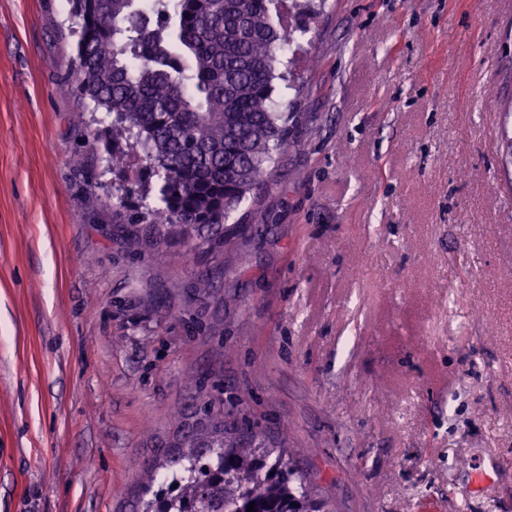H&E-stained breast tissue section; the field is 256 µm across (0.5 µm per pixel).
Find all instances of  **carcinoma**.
Segmentation results:
<instances>
[{
    "instance_id": "obj_1",
    "label": "carcinoma",
    "mask_w": 512,
    "mask_h": 512,
    "mask_svg": "<svg viewBox=\"0 0 512 512\" xmlns=\"http://www.w3.org/2000/svg\"><path fill=\"white\" fill-rule=\"evenodd\" d=\"M84 0L76 89L112 115V135L141 147L156 206L115 225L132 250L185 247L189 258L232 241L226 219L265 184L288 146L274 84L292 88L276 50L299 0ZM68 87V90L75 89ZM146 512H324L291 451L243 439L210 408L182 435Z\"/></svg>"
}]
</instances>
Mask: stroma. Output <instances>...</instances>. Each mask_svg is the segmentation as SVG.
<instances>
[{"instance_id": "1", "label": "stroma", "mask_w": 512, "mask_h": 512, "mask_svg": "<svg viewBox=\"0 0 512 512\" xmlns=\"http://www.w3.org/2000/svg\"><path fill=\"white\" fill-rule=\"evenodd\" d=\"M72 10L0 0V512H142L206 400L333 512H512V0L305 13L288 148L193 261L112 234L154 201L60 92Z\"/></svg>"}]
</instances>
